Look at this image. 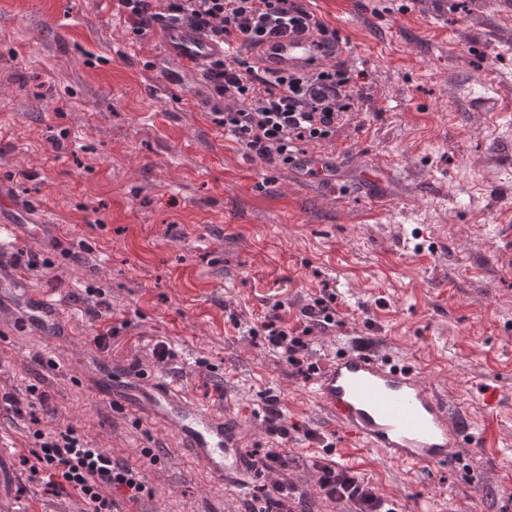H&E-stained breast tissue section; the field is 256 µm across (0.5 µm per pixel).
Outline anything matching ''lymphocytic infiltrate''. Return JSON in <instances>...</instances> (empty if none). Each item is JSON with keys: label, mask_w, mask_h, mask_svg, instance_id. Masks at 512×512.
Masks as SVG:
<instances>
[{"label": "lymphocytic infiltrate", "mask_w": 512, "mask_h": 512, "mask_svg": "<svg viewBox=\"0 0 512 512\" xmlns=\"http://www.w3.org/2000/svg\"><path fill=\"white\" fill-rule=\"evenodd\" d=\"M130 32L137 37L153 25L164 30L186 26L203 33L213 43L227 47L242 42L251 56L229 51L203 66V77L218 105L213 121L223 127L245 152L271 167L290 163L301 147L329 143L337 129L358 111L359 73L345 62L317 69L272 73L262 66L267 42L280 36L313 33L328 39L331 29L311 11L305 0H118ZM302 330L288 328L280 317L261 324L272 350L305 375L316 373L309 361L308 336L335 327L336 296L321 292L301 311ZM267 432L274 446L248 461L257 476L278 472L272 486H259L244 503L245 512H313L298 486L286 478L288 456L282 445L290 432L283 423L276 399L264 409ZM34 446L19 462L29 481L44 485L47 493L77 495L78 512H114L113 490L122 489L134 505L149 489L136 467L110 451L87 446L75 429H33ZM323 499L345 504L348 512H397L369 483L358 480L336 463L318 465Z\"/></svg>", "instance_id": "1"}]
</instances>
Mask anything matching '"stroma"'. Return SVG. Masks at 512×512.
Returning a JSON list of instances; mask_svg holds the SVG:
<instances>
[{
	"label": "stroma",
	"instance_id": "1",
	"mask_svg": "<svg viewBox=\"0 0 512 512\" xmlns=\"http://www.w3.org/2000/svg\"><path fill=\"white\" fill-rule=\"evenodd\" d=\"M309 7L364 74L328 181L246 157L196 68L157 31L130 37L116 0H0V219L54 261L24 281L65 331L18 329V299L1 297L0 396L37 385L53 407L40 428L139 467L137 512H241L252 493L207 482L166 430L98 397L83 378L104 361L230 408L251 454L271 444L261 413L277 397L317 435L284 446L310 493L315 461L354 448L351 470L399 512H512V0ZM89 285L118 328L105 352ZM325 287L338 322L311 357L358 349L420 374L463 431L456 459L407 469L362 446L256 336L275 315L301 325ZM32 443L0 414V512H77L22 474Z\"/></svg>",
	"mask_w": 512,
	"mask_h": 512
}]
</instances>
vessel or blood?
I'll use <instances>...</instances> for the list:
<instances>
[{"instance_id": "1", "label": "vessel or blood", "mask_w": 512, "mask_h": 512, "mask_svg": "<svg viewBox=\"0 0 512 512\" xmlns=\"http://www.w3.org/2000/svg\"><path fill=\"white\" fill-rule=\"evenodd\" d=\"M168 49L199 61L223 53L221 46L187 27L172 33ZM338 53L339 45L332 41L285 36L265 64L273 70L312 68ZM295 161L320 180L327 179L333 164L330 156L317 152L297 155ZM23 297L26 324L42 327L46 339L55 340L60 330L54 304L33 291H24ZM94 389L124 411L175 430L179 448L215 483L239 486L251 478L239 426L222 408L188 402L156 378L143 377L134 384L113 376L96 382ZM317 395L366 447L401 465H440L456 457L462 446L446 402L414 371L344 352L319 376Z\"/></svg>"}]
</instances>
